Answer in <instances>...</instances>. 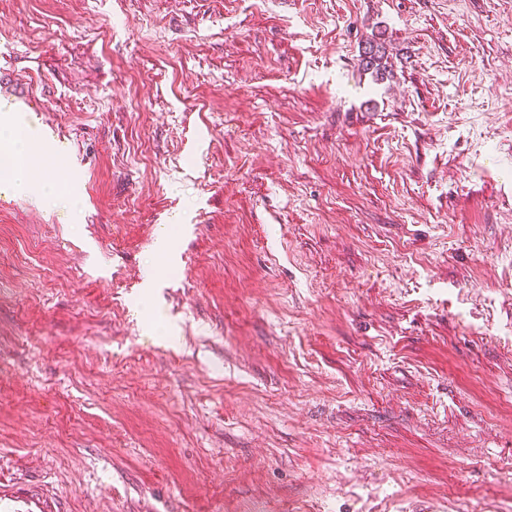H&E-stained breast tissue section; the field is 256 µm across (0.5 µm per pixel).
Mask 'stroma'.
Segmentation results:
<instances>
[{"mask_svg": "<svg viewBox=\"0 0 512 512\" xmlns=\"http://www.w3.org/2000/svg\"><path fill=\"white\" fill-rule=\"evenodd\" d=\"M0 98V482L512 512V0H0ZM378 36L373 35L365 40L359 56V65L363 72L370 71L375 74L376 80H384L386 73H390L387 66L388 57L386 56L384 42ZM12 112H18L16 104L1 98L0 151L3 150L4 153H12L14 158L12 171L5 174L1 184L4 183L6 188H10L14 191L17 187L25 183L31 162L40 151L30 137H24L20 131L15 129L18 127L17 125L6 123ZM4 130L8 131L6 137L3 135Z\"/></svg>", "mask_w": 512, "mask_h": 512, "instance_id": "stroma-1", "label": "stroma"}]
</instances>
